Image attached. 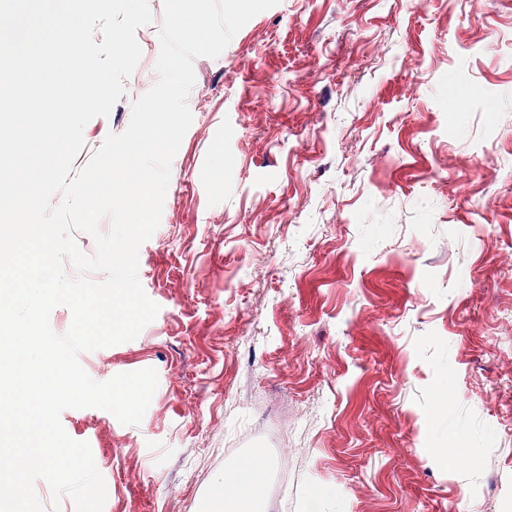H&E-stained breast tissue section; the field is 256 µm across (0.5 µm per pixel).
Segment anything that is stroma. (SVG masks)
Wrapping results in <instances>:
<instances>
[{
    "mask_svg": "<svg viewBox=\"0 0 512 512\" xmlns=\"http://www.w3.org/2000/svg\"><path fill=\"white\" fill-rule=\"evenodd\" d=\"M149 6L74 169L158 78ZM194 71L160 310L79 356L158 387L136 425L61 414L103 512H204L252 455L263 512H512V0H280Z\"/></svg>",
    "mask_w": 512,
    "mask_h": 512,
    "instance_id": "stroma-1",
    "label": "stroma"
}]
</instances>
